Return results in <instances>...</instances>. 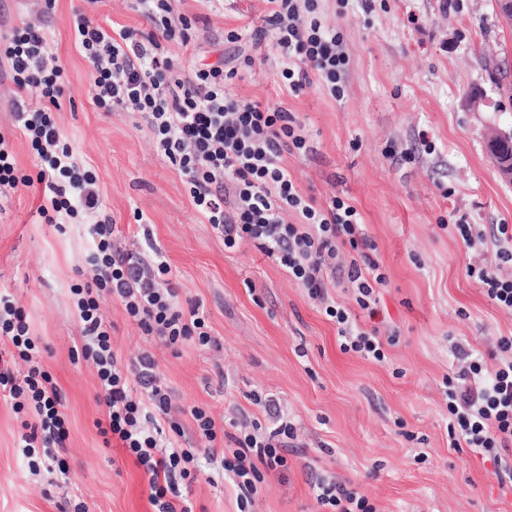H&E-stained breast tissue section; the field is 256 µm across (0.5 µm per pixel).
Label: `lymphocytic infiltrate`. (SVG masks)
I'll list each match as a JSON object with an SVG mask.
<instances>
[{
	"label": "lymphocytic infiltrate",
	"mask_w": 512,
	"mask_h": 512,
	"mask_svg": "<svg viewBox=\"0 0 512 512\" xmlns=\"http://www.w3.org/2000/svg\"><path fill=\"white\" fill-rule=\"evenodd\" d=\"M74 11L71 33L88 61L96 105L108 112H132L146 122L157 152L185 178L192 206L234 251L248 241L303 288L320 313L335 323L340 349L377 363L397 336H380L379 289L386 282L370 253L363 216L348 199L318 204L289 171L287 156L309 151V138L296 113L282 104H261L226 90L237 68L223 63H183L171 43L188 45L200 22L181 12L177 0H138L150 30L105 28L91 15L98 0ZM263 26L254 42L270 39L279 51V77L288 95L316 86L332 98L345 95L350 57L338 24L327 21L320 0H267ZM0 60L9 66L14 123L26 140L36 176L19 174L13 143L0 130V199L40 183L44 223L59 216H93L84 262L91 281L72 284V313L80 343L73 363L92 366L106 407L95 426L104 442L118 441L142 468L156 512H194L188 490L199 473L209 482L230 479L240 512H250L265 476L288 468V442L296 428L280 419L272 429L259 423L227 433L202 407L183 410L162 382L153 355L122 358L112 346L106 302L121 305L144 335L175 349L187 343L215 345L207 314L196 300L181 301L161 251L145 254L118 246L115 226L100 198L97 177L63 133L55 114L66 74L44 24L25 21L0 35ZM350 289L353 306L331 291ZM0 339L13 351L0 363V393L21 415L18 448L31 474L68 478L65 458L69 429L59 384L43 365L42 349L15 298L0 293ZM500 357L488 367L469 359L456 379L447 380L448 435L454 445L475 448L501 464L512 443V336L500 337ZM189 412L202 441L194 447L179 420ZM327 512H377L365 495L335 481L314 485Z\"/></svg>",
	"instance_id": "1"
}]
</instances>
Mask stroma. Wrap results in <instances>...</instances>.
Instances as JSON below:
<instances>
[{
	"label": "stroma",
	"instance_id": "stroma-1",
	"mask_svg": "<svg viewBox=\"0 0 512 512\" xmlns=\"http://www.w3.org/2000/svg\"><path fill=\"white\" fill-rule=\"evenodd\" d=\"M42 5L0 0V32L37 17L51 32L68 81L58 121L97 176L119 244L160 248L181 299L203 304L219 343L167 348L110 302L115 350L126 358L153 353L186 408L185 430L193 428L188 409L195 405L218 419H263L249 399L255 391L273 396L296 425L288 470L267 476L253 512H322L312 486L323 477L356 488L378 512H512V479L478 449L452 446L443 395L445 378L460 365L458 348L487 358L498 337L512 336V313L466 274L494 261V239L469 250L454 227L438 224L452 210L487 232L512 225V184L499 178L485 146L493 129L512 126V101L492 79L503 70L512 80V26L495 0H460L448 11L443 0H386L369 14L349 0L342 29L350 66L339 101L314 88L284 91L272 42L251 38L265 0H224L217 15L208 0L179 4L210 24L171 53L205 63L253 57L255 66L240 68L229 91L296 112L311 150L288 156L289 169L319 203L341 196L361 212L387 276L381 330L400 335L381 364L341 352L335 325L253 245L225 251L193 208L182 174L156 153L146 124L94 104L89 66L70 36L82 0H56L47 14ZM230 30L239 41L225 39ZM422 131L429 146L418 140ZM38 205V188H24L0 213V291L25 309L65 396L70 471L65 481L30 474L17 449L19 423L0 397V512H72L80 501L89 512H153L141 468L124 449L102 445L93 369L71 361L80 330L69 288L90 248L86 228L56 231ZM137 208L149 228L134 221ZM189 497L195 512H238L227 482L199 478Z\"/></svg>",
	"mask_w": 512,
	"mask_h": 512
}]
</instances>
